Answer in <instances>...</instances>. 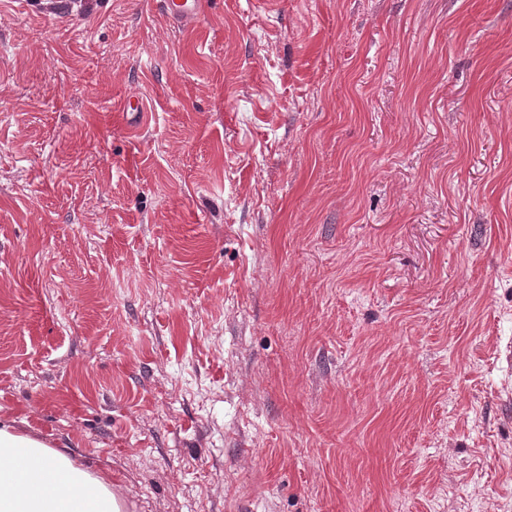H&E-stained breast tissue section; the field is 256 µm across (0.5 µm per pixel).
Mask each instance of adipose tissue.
<instances>
[{
    "instance_id": "ef3b65f1",
    "label": "adipose tissue",
    "mask_w": 512,
    "mask_h": 512,
    "mask_svg": "<svg viewBox=\"0 0 512 512\" xmlns=\"http://www.w3.org/2000/svg\"><path fill=\"white\" fill-rule=\"evenodd\" d=\"M125 498L96 470L0 419V512H124Z\"/></svg>"
}]
</instances>
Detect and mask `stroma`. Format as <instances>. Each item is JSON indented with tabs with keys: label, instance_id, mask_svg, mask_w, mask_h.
I'll use <instances>...</instances> for the list:
<instances>
[{
	"label": "stroma",
	"instance_id": "35a3bbf8",
	"mask_svg": "<svg viewBox=\"0 0 512 512\" xmlns=\"http://www.w3.org/2000/svg\"><path fill=\"white\" fill-rule=\"evenodd\" d=\"M0 417L126 512H512V0H0ZM209 0H161V9L172 23L183 29L192 28L203 15Z\"/></svg>",
	"mask_w": 512,
	"mask_h": 512
}]
</instances>
